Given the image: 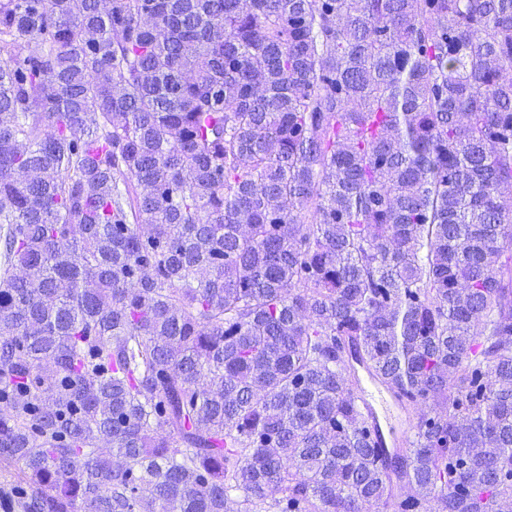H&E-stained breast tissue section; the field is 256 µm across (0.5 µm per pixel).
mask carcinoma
<instances>
[{
  "mask_svg": "<svg viewBox=\"0 0 512 512\" xmlns=\"http://www.w3.org/2000/svg\"><path fill=\"white\" fill-rule=\"evenodd\" d=\"M509 250L512 0H0L15 512H512ZM357 393L371 425L374 447L385 456L392 448H410L414 431L405 400L367 373L358 380Z\"/></svg>",
  "mask_w": 512,
  "mask_h": 512,
  "instance_id": "carcinoma-1",
  "label": "carcinoma"
}]
</instances>
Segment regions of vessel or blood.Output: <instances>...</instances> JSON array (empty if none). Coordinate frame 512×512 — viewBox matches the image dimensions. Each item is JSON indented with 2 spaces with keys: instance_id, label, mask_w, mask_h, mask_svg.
I'll return each mask as SVG.
<instances>
[{
  "instance_id": "obj_1",
  "label": "vessel or blood",
  "mask_w": 512,
  "mask_h": 512,
  "mask_svg": "<svg viewBox=\"0 0 512 512\" xmlns=\"http://www.w3.org/2000/svg\"><path fill=\"white\" fill-rule=\"evenodd\" d=\"M358 397L370 422L375 447L386 454L394 448L411 446L413 423L403 398L367 373L358 382Z\"/></svg>"
}]
</instances>
